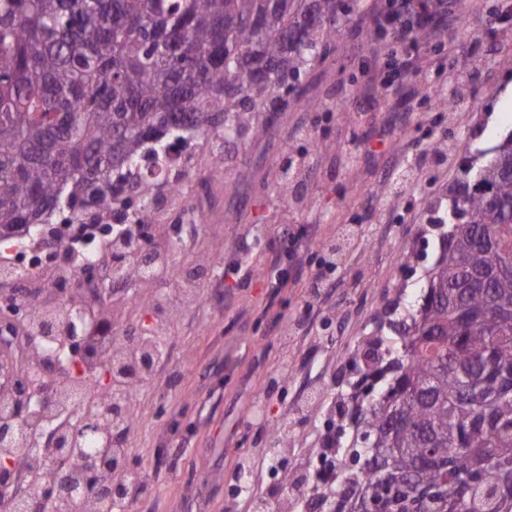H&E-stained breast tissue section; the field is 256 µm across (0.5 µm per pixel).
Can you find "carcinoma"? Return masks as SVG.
I'll return each mask as SVG.
<instances>
[{"mask_svg": "<svg viewBox=\"0 0 512 512\" xmlns=\"http://www.w3.org/2000/svg\"><path fill=\"white\" fill-rule=\"evenodd\" d=\"M344 0H0V242L30 224L133 221L166 146L229 144L328 50ZM459 183L427 287L379 325L361 399L310 510L512 512V138ZM155 326L127 345L162 355ZM112 391L84 381V411Z\"/></svg>", "mask_w": 512, "mask_h": 512, "instance_id": "cac0c4a2", "label": "carcinoma"}]
</instances>
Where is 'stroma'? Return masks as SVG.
<instances>
[{"instance_id":"35a3bbf8","label":"stroma","mask_w":512,"mask_h":512,"mask_svg":"<svg viewBox=\"0 0 512 512\" xmlns=\"http://www.w3.org/2000/svg\"><path fill=\"white\" fill-rule=\"evenodd\" d=\"M509 4L467 0L455 41L428 44L427 79L382 90L362 66L382 45L368 35L373 0H357L261 132L190 152L180 194L152 225L163 274L112 290L115 336L155 324V294L171 304L166 358L130 400L128 456L148 489L129 512H254L257 495L279 512L286 479L314 474L354 351L401 307L396 283L420 289L439 253L428 204L465 179L457 149L489 153L512 134V20H498ZM433 144L441 160L407 165ZM286 224L343 251L332 265L318 249L300 253L273 290L261 277L279 263ZM217 255L221 268L189 280ZM232 264L238 275L225 274ZM319 272L334 285L315 304ZM243 462L248 495L234 479Z\"/></svg>"}]
</instances>
